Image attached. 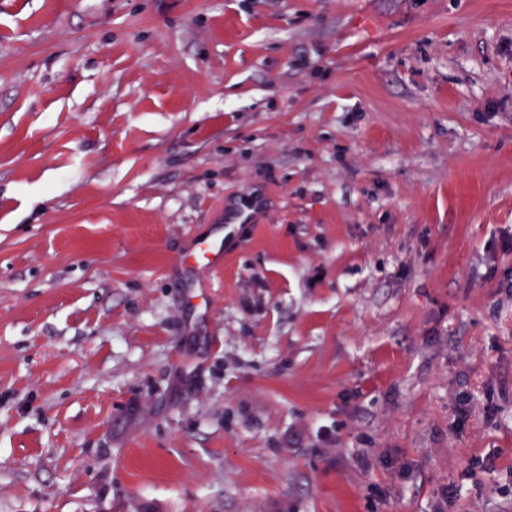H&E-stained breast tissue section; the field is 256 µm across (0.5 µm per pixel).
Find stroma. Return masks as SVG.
Listing matches in <instances>:
<instances>
[{
	"mask_svg": "<svg viewBox=\"0 0 512 512\" xmlns=\"http://www.w3.org/2000/svg\"><path fill=\"white\" fill-rule=\"evenodd\" d=\"M507 240L512 0H0V512H512Z\"/></svg>",
	"mask_w": 512,
	"mask_h": 512,
	"instance_id": "stroma-1",
	"label": "stroma"
}]
</instances>
